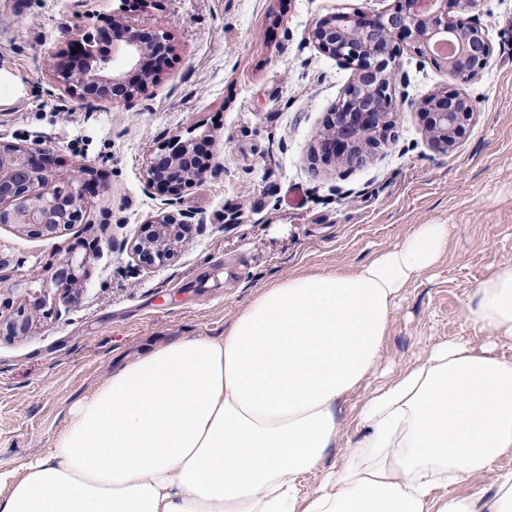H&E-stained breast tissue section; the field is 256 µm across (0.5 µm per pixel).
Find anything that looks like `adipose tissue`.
Here are the masks:
<instances>
[{
  "mask_svg": "<svg viewBox=\"0 0 512 512\" xmlns=\"http://www.w3.org/2000/svg\"><path fill=\"white\" fill-rule=\"evenodd\" d=\"M414 224L350 268L262 288L223 335L147 346L74 407L52 448L0 470V512H512V362L443 341L372 386L405 288L448 254ZM467 321L512 343V262ZM364 400L339 464L341 401ZM493 473L489 498L458 485Z\"/></svg>",
  "mask_w": 512,
  "mask_h": 512,
  "instance_id": "obj_1",
  "label": "adipose tissue"
}]
</instances>
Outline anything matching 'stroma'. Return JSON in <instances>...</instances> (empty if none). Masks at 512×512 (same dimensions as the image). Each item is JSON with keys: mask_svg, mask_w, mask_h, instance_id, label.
<instances>
[{"mask_svg": "<svg viewBox=\"0 0 512 512\" xmlns=\"http://www.w3.org/2000/svg\"><path fill=\"white\" fill-rule=\"evenodd\" d=\"M396 0H150L134 21L171 34L175 60L146 94L83 108L59 89L50 58L107 26L119 0H0V69L21 93L0 106V142L47 147L60 159L48 190L73 167L93 168L101 191L81 223L31 238L0 225V313L24 303L18 280L41 275L71 245L100 250L80 279L78 305H53L30 336L0 339V468L22 469L51 448L75 404L148 345L223 335L268 282L333 269L395 246L412 224L451 227L447 259L406 288L378 381L437 342L487 344L467 322L472 289L512 261V0H481L490 66L458 81L403 51L394 65L392 143L354 168L312 163L325 116L352 77L309 39L331 13L393 10ZM458 91L475 104L450 153L429 142L418 101ZM209 136L210 167L181 193L194 223L165 265H138L132 242L161 211L151 161L174 137Z\"/></svg>", "mask_w": 512, "mask_h": 512, "instance_id": "1", "label": "stroma"}]
</instances>
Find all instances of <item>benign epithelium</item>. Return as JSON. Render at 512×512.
<instances>
[{
	"mask_svg": "<svg viewBox=\"0 0 512 512\" xmlns=\"http://www.w3.org/2000/svg\"><path fill=\"white\" fill-rule=\"evenodd\" d=\"M478 5L479 0H399L398 8L387 14L357 11L320 19L312 30V41L323 53L353 68L355 75L336 109L326 117L314 159L351 168L364 164L373 150L388 144L396 125L390 90L399 43L409 42L415 52L456 80L466 81L485 69L491 56L486 27L474 19L450 16L453 8L471 12ZM111 28L112 55L125 59L124 71L112 69L111 55L101 50V38L90 35L52 56L57 81L89 107L103 100L133 103L155 81L173 51L168 33L161 29L145 30L128 17L113 18ZM442 43L448 51L439 50ZM419 111L432 145L449 153L466 134L474 104L464 95L447 93L423 101ZM200 148L196 138L174 140L168 152L150 166L149 184L163 194L178 195L208 168V163L201 162ZM54 165L53 153L46 148L0 143V224H12L33 238H53L82 220L84 196L94 185L90 171L74 169L73 180L79 187L47 193L43 187ZM175 205L172 200L166 202L169 210L160 211L134 241L133 253L140 266L152 268L170 260L183 230L192 224L193 216L173 209ZM89 261L90 252L76 244L42 277L20 284L35 301L0 318V337L32 335L38 312L50 302L78 303L77 272Z\"/></svg>",
	"mask_w": 512,
	"mask_h": 512,
	"instance_id": "benign-epithelium-1",
	"label": "benign epithelium"
}]
</instances>
